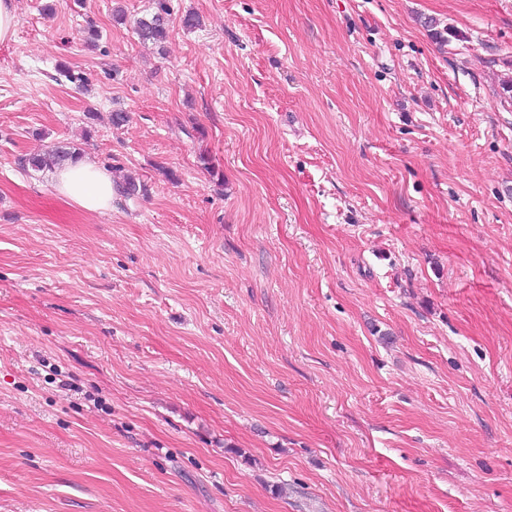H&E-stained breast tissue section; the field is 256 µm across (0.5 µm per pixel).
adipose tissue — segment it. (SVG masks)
I'll use <instances>...</instances> for the list:
<instances>
[{"mask_svg": "<svg viewBox=\"0 0 512 512\" xmlns=\"http://www.w3.org/2000/svg\"><path fill=\"white\" fill-rule=\"evenodd\" d=\"M53 189L68 206L92 213L111 210L117 193L108 171L83 160L57 170L53 175Z\"/></svg>", "mask_w": 512, "mask_h": 512, "instance_id": "adipose-tissue-1", "label": "adipose tissue"}]
</instances>
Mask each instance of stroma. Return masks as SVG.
I'll list each match as a JSON object with an SVG mask.
<instances>
[{"label":"stroma","instance_id":"35a3bbf8","mask_svg":"<svg viewBox=\"0 0 512 512\" xmlns=\"http://www.w3.org/2000/svg\"><path fill=\"white\" fill-rule=\"evenodd\" d=\"M51 4L0 42V512H512V0ZM53 144L143 192L66 206ZM168 12L166 1L158 0L153 15L149 18H141L136 22V33L143 42L150 41L161 44L167 39L169 35ZM76 155H81L80 149L69 147L63 149L59 146L47 147L43 152L33 154L28 157L22 158V166H31L32 168L52 170L56 166L64 163V161L72 159Z\"/></svg>","mask_w":512,"mask_h":512}]
</instances>
